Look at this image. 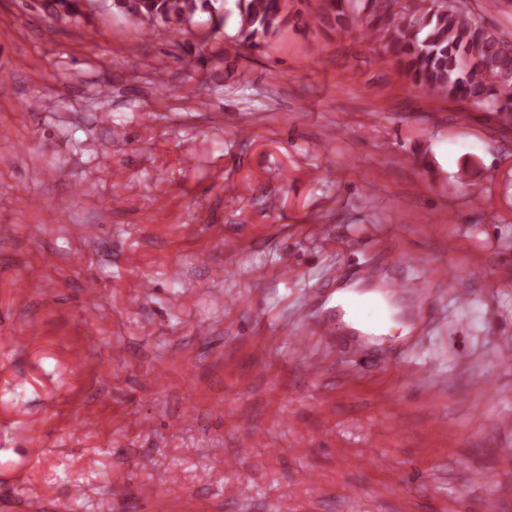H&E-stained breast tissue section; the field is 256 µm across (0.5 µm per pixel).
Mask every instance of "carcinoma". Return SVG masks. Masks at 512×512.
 <instances>
[{
    "mask_svg": "<svg viewBox=\"0 0 512 512\" xmlns=\"http://www.w3.org/2000/svg\"><path fill=\"white\" fill-rule=\"evenodd\" d=\"M367 0H318L315 18L325 29L344 30L360 20ZM236 40L259 46L280 33L288 19L286 0H235ZM59 21L82 14L80 0H50ZM110 9L173 34L191 31L200 13L224 26L211 0H110ZM385 53L427 94L473 103L490 112H512V40L500 37L475 15L467 0H391L374 23Z\"/></svg>",
    "mask_w": 512,
    "mask_h": 512,
    "instance_id": "carcinoma-1",
    "label": "carcinoma"
}]
</instances>
